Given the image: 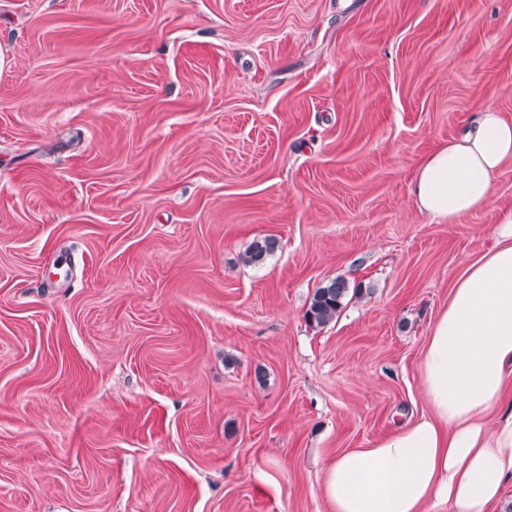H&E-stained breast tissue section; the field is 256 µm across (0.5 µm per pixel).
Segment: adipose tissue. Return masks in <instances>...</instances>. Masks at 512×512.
Wrapping results in <instances>:
<instances>
[{"label": "adipose tissue", "mask_w": 512, "mask_h": 512, "mask_svg": "<svg viewBox=\"0 0 512 512\" xmlns=\"http://www.w3.org/2000/svg\"><path fill=\"white\" fill-rule=\"evenodd\" d=\"M512 123L487 107L430 154L410 187L419 212L455 223L492 198ZM428 410L324 469L328 512H497L512 481V210L458 276L421 355Z\"/></svg>", "instance_id": "adipose-tissue-1"}]
</instances>
